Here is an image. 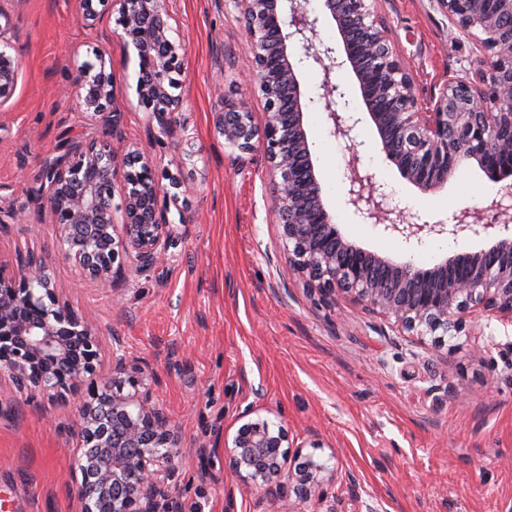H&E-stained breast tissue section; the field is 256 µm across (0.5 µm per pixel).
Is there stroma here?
<instances>
[{"instance_id": "obj_1", "label": "stroma", "mask_w": 512, "mask_h": 512, "mask_svg": "<svg viewBox=\"0 0 512 512\" xmlns=\"http://www.w3.org/2000/svg\"><path fill=\"white\" fill-rule=\"evenodd\" d=\"M4 8L21 70L0 106V207L25 210L27 219L0 224V262L16 267L27 254L41 257L69 305L100 329L104 354L121 337L128 364L152 371L153 402L176 421L183 449L176 487L159 512H262L259 493L224 466L225 436L260 417L282 423L295 446L337 473L326 502L306 501L298 512H356L362 500L378 512H512V322L467 319L452 347L438 349L348 299L305 287L268 209L263 154L225 146L217 126L227 101L246 103L254 124L264 122L232 0H170L174 33L188 51L182 127L171 137L137 104L135 56L120 38L79 26L78 0H6ZM374 8L421 100L448 77L473 72L475 44L452 31L437 0H376ZM97 50L112 60L127 139L189 187L165 203L175 235L169 260L144 273L126 264L112 291L64 259L34 198L41 158L63 139L97 135L60 87L65 65ZM298 71L313 100L304 121L316 172L339 186L325 200L345 237L423 268L482 248L468 234L410 245L356 215L343 191L352 148L384 185L394 214L417 224L512 197L500 182L477 194L487 176L473 161L441 191L421 194L385 160L369 118L353 145L330 135L315 101L323 74ZM74 412L73 399L29 401L0 386V491L12 495L14 512H78Z\"/></svg>"}]
</instances>
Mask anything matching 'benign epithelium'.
I'll list each match as a JSON object with an SVG mask.
<instances>
[{
  "instance_id": "1",
  "label": "benign epithelium",
  "mask_w": 512,
  "mask_h": 512,
  "mask_svg": "<svg viewBox=\"0 0 512 512\" xmlns=\"http://www.w3.org/2000/svg\"><path fill=\"white\" fill-rule=\"evenodd\" d=\"M233 2L242 5L250 80L264 100L265 122L257 130L245 103L226 102L219 129L228 147L243 154L263 151L272 184L270 210L307 287L323 296L345 294L409 335L432 337L437 348L462 332L467 315L512 321V235L505 234L512 207L492 202L494 217L487 221L468 208L458 210L450 224L393 219L383 185L352 150L345 159L346 204L363 220L407 242L468 233L485 240L486 247L420 269L349 241L324 202L297 76L303 62L322 70L317 101L324 103L330 134L352 142L356 122L332 77L351 70L381 152L421 193L441 190L469 160L491 181L501 182L512 177V166L498 164L512 159V0H439L452 27L480 35L483 60L476 79H448L427 105L396 55L374 0H320L315 15L305 0H290L286 14L279 0ZM106 15L114 18L115 31L136 57L139 107L161 133H170L182 110L177 90L187 48L172 36L169 0H80L79 24ZM322 19L335 24L342 55L320 37ZM9 32L10 26L0 25V105L12 98L20 69ZM64 90L101 138H72L44 156L38 199L51 213L65 257L100 287L111 288L127 260L142 271L169 259L174 229L160 200L178 199L170 189L177 191L185 182L170 174L169 185H163L150 156L126 140L123 112L114 106L112 63L102 52L69 67ZM460 263L467 273L448 276ZM112 344V368L100 381L101 334L63 299V286L45 264L34 260L15 270L0 265V375L28 397L70 395L76 402L79 457L72 477L81 512H157L176 478L177 425L151 404L145 370L127 365L118 354L120 337H112ZM291 447L284 425L250 420L224 437V464L244 486L263 492L274 512H296L298 503L324 496L333 472L309 453L296 469L282 473L281 460Z\"/></svg>"
}]
</instances>
